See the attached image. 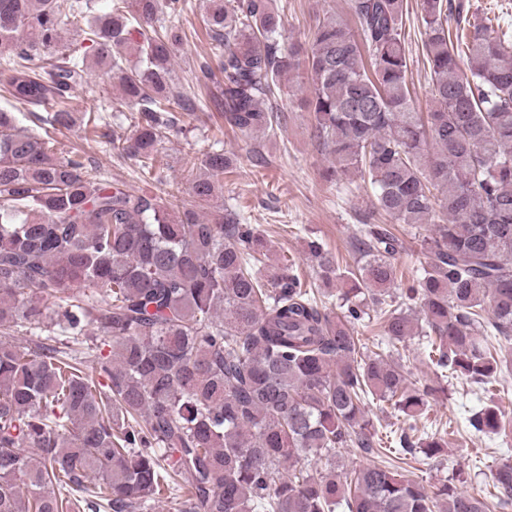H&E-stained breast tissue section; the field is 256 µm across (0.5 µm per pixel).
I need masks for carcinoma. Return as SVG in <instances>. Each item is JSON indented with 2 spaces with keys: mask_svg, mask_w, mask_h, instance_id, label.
<instances>
[{
  "mask_svg": "<svg viewBox=\"0 0 512 512\" xmlns=\"http://www.w3.org/2000/svg\"><path fill=\"white\" fill-rule=\"evenodd\" d=\"M188 7L0 0V87L34 112L53 108L30 129L0 111V512H148L165 496L175 512H504L510 462L490 470L488 499L399 472L444 450L417 426L435 388L365 352L352 324L378 322L393 349L421 337L442 378L482 391L512 380V38L473 19L468 0H421L432 81L421 112L407 0H348L349 17L327 10L308 42L288 44L275 0H205L210 53L196 79L221 76L224 126L277 130L269 101L303 74L332 173L372 189L356 266L306 241L324 285L339 287L317 294L294 264L267 263L241 212H203L234 171L224 150L185 158L191 208L80 153L58 156L55 132L106 120L67 107L91 58L136 112L113 148L165 183L159 146L193 115L174 70ZM404 225L427 228L426 261L399 288ZM35 330L45 337L29 349L10 341ZM92 332L108 352L85 348ZM375 400L409 422L387 447L365 415ZM467 424L508 437L493 403ZM351 444L380 461L311 469Z\"/></svg>",
  "mask_w": 512,
  "mask_h": 512,
  "instance_id": "1",
  "label": "carcinoma"
}]
</instances>
